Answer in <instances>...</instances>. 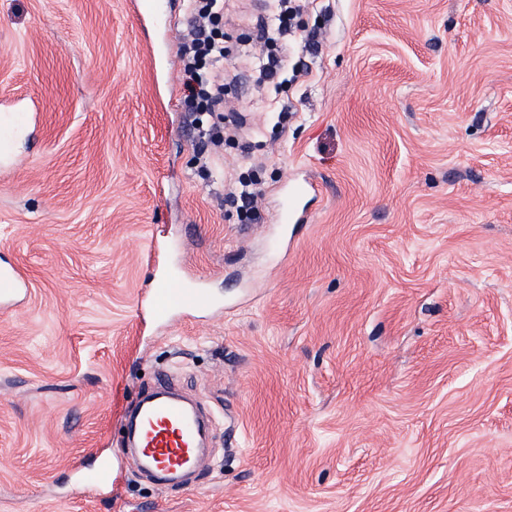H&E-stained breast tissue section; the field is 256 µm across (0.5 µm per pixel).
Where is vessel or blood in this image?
Segmentation results:
<instances>
[{
  "label": "vessel or blood",
  "mask_w": 512,
  "mask_h": 512,
  "mask_svg": "<svg viewBox=\"0 0 512 512\" xmlns=\"http://www.w3.org/2000/svg\"><path fill=\"white\" fill-rule=\"evenodd\" d=\"M312 181L293 185L282 193L279 218L291 224L297 218L300 196L315 192ZM26 291V282L19 267L0 266V302L19 297ZM210 293L202 288L172 287L170 277L158 278L147 296V312L157 321L165 320L177 309L200 310L212 307ZM136 440L141 456L148 459L154 471L165 474L196 468L202 452L198 445L203 422L167 386H158L143 399L135 416ZM77 479L84 487L110 490L122 477L102 453H95L87 466L79 469Z\"/></svg>",
  "instance_id": "vessel-or-blood-1"
}]
</instances>
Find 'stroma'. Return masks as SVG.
<instances>
[{
	"mask_svg": "<svg viewBox=\"0 0 512 512\" xmlns=\"http://www.w3.org/2000/svg\"><path fill=\"white\" fill-rule=\"evenodd\" d=\"M164 8L167 38L129 0H0V112L41 107L0 149L29 283L0 304V512H512V0H302L308 74L263 85L274 2L228 0L237 139L205 168ZM155 238L217 306L141 323ZM162 374L212 415L184 485L122 445ZM98 448L115 493L73 480ZM258 181L250 176L240 175L234 183L231 195L241 203V208H246V213L255 209L260 190ZM316 187L309 179L303 183L295 184L282 193V201L280 207L279 218L281 223L292 224L297 218L298 213V200L301 195L308 193H315Z\"/></svg>",
	"mask_w": 512,
	"mask_h": 512,
	"instance_id": "1",
	"label": "stroma"
}]
</instances>
